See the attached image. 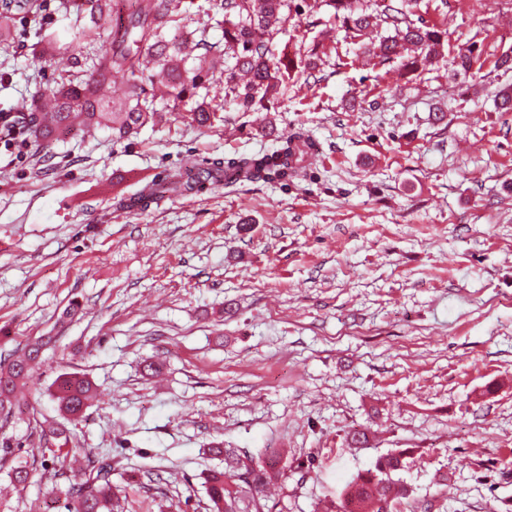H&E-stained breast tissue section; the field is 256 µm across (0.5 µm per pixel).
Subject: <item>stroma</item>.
Returning <instances> with one entry per match:
<instances>
[{"instance_id":"35a3bbf8","label":"stroma","mask_w":512,"mask_h":512,"mask_svg":"<svg viewBox=\"0 0 512 512\" xmlns=\"http://www.w3.org/2000/svg\"><path fill=\"white\" fill-rule=\"evenodd\" d=\"M448 29L443 58L401 76L367 64L326 0L292 15L279 56L324 40L320 61L267 110L225 104L210 128L172 113L137 138L60 135L43 163L28 127L0 142V361L51 337L0 425L20 458L58 418L62 374L98 399L70 424L73 457L112 462L120 512H211L214 446L277 471L272 512H320L395 449L404 512H512V112L496 93L512 70V0H448L423 15ZM73 17L44 0L0 41V114L52 83L66 62L30 60L44 35L84 48ZM481 70L452 60L470 44ZM303 134L316 158L285 182L203 179L128 207L186 157L200 169L272 152ZM79 314L61 315L69 304ZM364 429L362 448L345 443ZM0 512H66L67 479L36 469Z\"/></svg>"}]
</instances>
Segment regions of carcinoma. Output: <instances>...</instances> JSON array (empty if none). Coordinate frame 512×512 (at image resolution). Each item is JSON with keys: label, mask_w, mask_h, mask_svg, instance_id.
<instances>
[{"label": "carcinoma", "mask_w": 512, "mask_h": 512, "mask_svg": "<svg viewBox=\"0 0 512 512\" xmlns=\"http://www.w3.org/2000/svg\"><path fill=\"white\" fill-rule=\"evenodd\" d=\"M222 16L224 54L233 64L219 67L220 57L207 40L206 30H187L180 11L183 0H137L136 8L124 17H116L112 0H60L62 11L90 18L78 32L80 43L92 47L107 36L112 39V53L91 58L89 69L66 70L53 83L39 90L30 108L16 115L32 130L37 145L46 158L52 157V145L60 133L90 131L96 127L112 130V139L123 142L135 137L146 124L154 121L158 109L143 101L159 98L166 112L183 113L191 123L210 128L224 120L222 108L204 98L187 107L196 90L207 77L224 71V98L242 110L276 99L285 93L288 80L303 67L316 69L314 58L336 47L323 44L311 49L303 60L276 57L275 37L291 17V0H212ZM336 17L350 37L357 40L368 55L381 61L400 60L405 73L444 56L448 43L446 29L428 24L423 18L412 19L421 9L422 0H375L374 8H364L359 0H329ZM41 0H0V27L17 12L37 15ZM383 27L388 35L378 44H365L363 37L374 28ZM200 49L194 65L186 67L188 53ZM478 48L471 44L453 57L459 72L469 73L479 60ZM292 140L273 152L258 156H238L214 163L226 173L233 171L246 180L288 181L297 176ZM184 172L176 170L165 184L144 187L138 201L146 204L153 197L185 185ZM43 342L38 340L17 349L6 366L0 364V420L12 417L20 402L18 394L28 387L39 362ZM93 383L78 375L62 376L56 382L53 397L64 418L82 417L92 398ZM40 438L50 441L46 450L58 461L69 455L68 429L47 420L39 423ZM224 454V469L206 476V490L213 512H268L265 489L275 482V475L262 461L233 448L216 447ZM409 452L398 450L380 456L373 469L349 481L331 504L332 512H380L378 503L390 502L391 512H401L409 489L396 478L407 467ZM85 471L64 490L69 501L67 512H112V464L85 457ZM32 468L26 460L11 467L10 480L26 487Z\"/></svg>", "instance_id": "carcinoma-1"}]
</instances>
